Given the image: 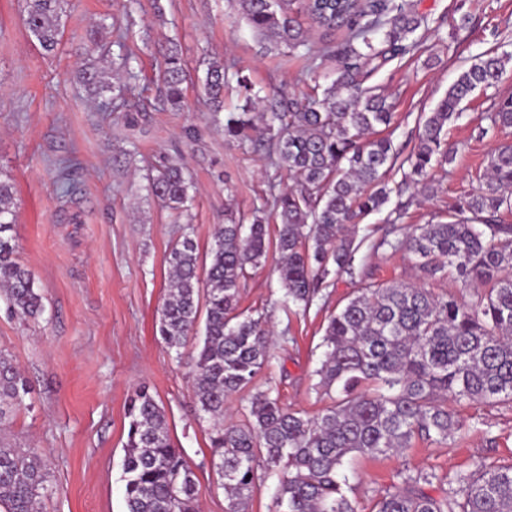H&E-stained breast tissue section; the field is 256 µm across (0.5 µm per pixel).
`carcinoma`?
Segmentation results:
<instances>
[{"mask_svg":"<svg viewBox=\"0 0 512 512\" xmlns=\"http://www.w3.org/2000/svg\"><path fill=\"white\" fill-rule=\"evenodd\" d=\"M65 2L25 0L27 31L47 55L60 44ZM230 2L263 49L283 48L288 57L307 61L302 74L310 85L300 97L275 90L262 97L240 71L213 61L200 78L212 119L228 142L260 143L270 168L287 171L295 183L282 190L270 178L250 223L215 225L207 263L189 233L173 242L158 333L179 356L204 318L192 379L198 416L212 422V463L224 481L225 512H248L257 483L269 474L278 478L277 512H357L345 473L354 458L402 452L417 439L446 441L464 428L457 407L512 402V224L501 218L512 212V144L491 153L485 185L434 221L405 223L407 203L388 213V227L370 249L409 253L419 282L380 283L363 268L324 328L317 388L338 396L317 416L285 408L269 388L254 393L241 423L224 425L226 399L253 384L274 357L268 318L239 312L248 269L278 253L284 307L307 314L336 277L353 273L368 236L358 240L350 227L388 202L387 174L407 166L397 193L412 186L426 191L430 170L457 156L448 143V123L460 117L474 92L498 86L512 56L484 54L464 69L402 159L393 141L377 132L390 126L394 112L384 90L368 80L416 48L413 35L427 18L410 0H298L294 9L293 0ZM299 13L327 31L345 29V38L312 49ZM106 39L102 24L85 36V50L96 51ZM327 61L336 68L321 83L316 73ZM188 77L180 43L167 40L158 77L161 107H181ZM81 80L95 94L112 93V111H128V84L109 83L96 65L85 68ZM233 81L238 103L228 110L224 87ZM263 100L268 111L258 124L253 112ZM485 119L492 128H511L512 96L495 100ZM148 181L151 194L171 209L172 223L189 219L192 177L178 160L162 161ZM15 192L12 179L0 175V290L15 314L35 317L42 297L15 256ZM436 278L484 290L467 304L426 287ZM29 393L18 366L0 352V428ZM126 418L127 512H199L195 474L148 387L130 396ZM47 477L38 449L16 448L0 437V504L6 512H37ZM398 478L371 512H512V463L481 457L466 471L405 470ZM435 483L442 486L440 497L427 491Z\"/></svg>","mask_w":512,"mask_h":512,"instance_id":"cac0c4a2","label":"carcinoma"}]
</instances>
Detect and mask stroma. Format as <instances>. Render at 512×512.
Returning a JSON list of instances; mask_svg holds the SVG:
<instances>
[{"instance_id":"35a3bbf8","label":"stroma","mask_w":512,"mask_h":512,"mask_svg":"<svg viewBox=\"0 0 512 512\" xmlns=\"http://www.w3.org/2000/svg\"><path fill=\"white\" fill-rule=\"evenodd\" d=\"M428 24L415 34L410 54L386 64L373 83L385 88L394 118L384 134L411 152L423 119L458 74L485 53H512V0H414ZM24 0H0V174L15 183L16 244L33 273L44 309L22 319L0 298V351L8 353L31 386L14 416L8 440L38 448L48 459L49 482L40 512H126L122 481L128 398L148 386L164 407L170 436L195 473L202 512H225L224 489L211 464L208 424L195 414L192 349L175 354L158 335L166 294L167 255L180 235L170 212L148 189L147 161L175 153L193 175V237L207 252L226 212L250 215L271 174L263 151L228 144L208 118L201 89L189 80L183 108L156 104L165 38L179 39L189 73L202 58L235 64L259 86L300 93L303 63L262 52L257 37L229 0H139L128 33L138 46L139 78L129 97L134 126L113 112L107 98L87 93L77 73L87 61L82 40L100 24L125 23L123 0H68L64 37L56 55H43L23 22ZM468 23H461V16ZM489 93L478 92L448 126L459 152L447 168H434L433 187L410 208L411 223L482 185L488 156L512 143V128L488 130ZM76 162L69 177L76 191L60 196L58 160ZM79 223H70V216ZM379 282H409L416 270L405 252L361 247ZM277 254L252 269L241 308L270 316L275 357L252 387L231 396L227 422L236 423L256 390H278L282 403L316 415L329 399L318 391L321 337L331 310L354 288L336 278L325 306L287 315L274 271ZM470 424L464 438L415 441L400 455L362 457L349 479L360 512L397 484L403 470L440 474L468 469L480 456L512 462V403L459 407ZM497 437L489 445L487 437Z\"/></svg>"}]
</instances>
